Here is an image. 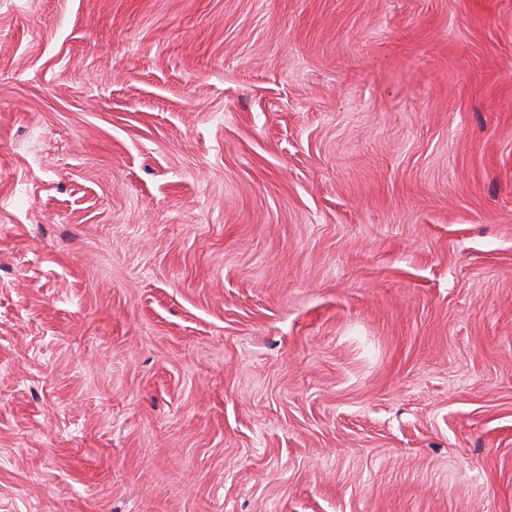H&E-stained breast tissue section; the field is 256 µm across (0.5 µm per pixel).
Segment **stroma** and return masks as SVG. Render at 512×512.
Instances as JSON below:
<instances>
[{
  "label": "stroma",
  "mask_w": 512,
  "mask_h": 512,
  "mask_svg": "<svg viewBox=\"0 0 512 512\" xmlns=\"http://www.w3.org/2000/svg\"><path fill=\"white\" fill-rule=\"evenodd\" d=\"M0 512H512V0H0Z\"/></svg>",
  "instance_id": "stroma-1"
}]
</instances>
